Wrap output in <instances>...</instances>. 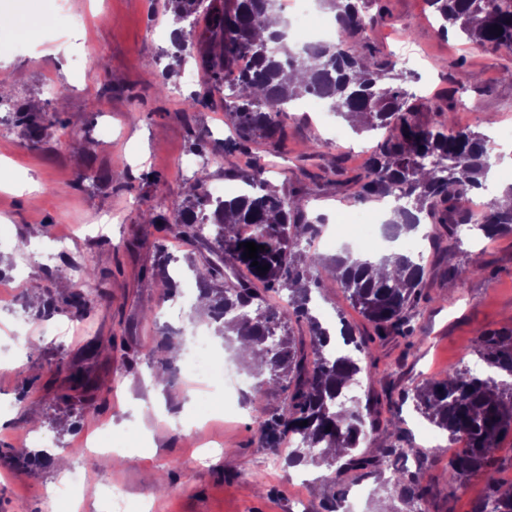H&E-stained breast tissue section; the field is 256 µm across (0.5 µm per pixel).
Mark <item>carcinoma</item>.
Returning a JSON list of instances; mask_svg holds the SVG:
<instances>
[{"label":"carcinoma","mask_w":512,"mask_h":512,"mask_svg":"<svg viewBox=\"0 0 512 512\" xmlns=\"http://www.w3.org/2000/svg\"><path fill=\"white\" fill-rule=\"evenodd\" d=\"M178 20L190 30L201 28L190 44H175L176 62L193 57L203 70L205 95L224 94V111L233 117L235 134L227 146L249 154L257 138L275 146L285 137L288 107L305 96L321 95L329 110L345 121L362 120L360 128L380 130L382 135L363 173L347 179L359 202L393 197L405 201L384 224L385 236L396 240L418 230L426 222L435 228L431 236L439 253H448L457 243V225L474 224L485 235L512 233V187L508 203L491 200L479 213L466 209L468 200L485 188L491 169L489 138L470 128L456 127L452 112L436 108L438 121L418 119L413 96L393 86L394 64L378 58L360 36L367 26L362 0H328L335 12L339 37L334 42L307 44L294 52L283 32L268 39L257 38L274 13L272 0H166ZM442 35L456 36L486 51H512V0H427ZM502 28L498 32L494 27ZM236 73L225 83V74ZM58 121L43 114H26L19 120L22 134L33 135ZM207 169H202L183 199L167 216L149 215L151 223L164 230L210 243L211 258L204 269L193 268L202 295L209 298L210 318L220 324L229 350L237 358L246 353L264 358L269 382L284 394L282 405L255 418L259 439L268 448L288 441L291 449L285 464L326 466L333 478L354 473L369 477L393 467L387 478L399 500L406 505L423 501L427 488L422 468L410 469L405 455V432L397 425L380 427L375 418L378 400L347 399L363 368L353 352L369 355L374 338L412 336L414 316L420 314L425 267L412 255L398 253L384 258L395 263L403 280L391 281L373 274L368 259L351 252L326 260L302 248L319 232L318 225L298 200L281 193L268 179L256 182L251 172L246 184L253 191L224 200H212L203 191ZM246 242L264 246L257 253L259 271L245 257ZM229 260L246 268L252 278L276 293L290 290L292 312L265 305L256 289L245 282L211 287L213 277ZM349 293L352 303L368 322L365 337L339 319L346 352L325 355L330 335L311 314L312 289L320 287L322 272ZM485 272L475 260L450 265L444 274L466 281ZM43 301V311L84 315L88 293L75 291L62 298ZM260 310L251 316L249 308ZM306 322L309 341L288 330V315ZM473 353L483 366L480 373L469 369L450 371L404 395L413 411L452 440L465 435L464 448L448 461V483L457 484L475 473H489L496 464L495 451L512 434V327L486 330L474 339ZM93 388L81 373L69 375V386H56L50 379L43 389L67 403L73 391ZM307 425H301V422ZM380 441L378 452L368 456L359 448L370 438ZM471 512H512V486L504 492L490 480L485 496Z\"/></svg>","instance_id":"obj_1"}]
</instances>
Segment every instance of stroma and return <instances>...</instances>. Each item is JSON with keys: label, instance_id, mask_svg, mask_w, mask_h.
Here are the masks:
<instances>
[{"label": "stroma", "instance_id": "stroma-1", "mask_svg": "<svg viewBox=\"0 0 512 512\" xmlns=\"http://www.w3.org/2000/svg\"><path fill=\"white\" fill-rule=\"evenodd\" d=\"M91 13L89 34L72 30L69 14ZM364 38L378 56L392 57L398 45L410 48L404 87L419 90L428 105L422 121L434 119V107L451 108L460 127L490 137L497 163L492 185L512 184V81L500 66L512 60L442 36L425 0H369ZM164 0H0V227L12 239L0 247V278L17 279L0 292V512H70V501L45 505L47 487L64 481L73 467L87 473L80 512H112L106 488L124 496L129 512H295L298 493L285 472L271 468L279 448L262 447L254 419L282 404L281 391L263 387L245 402L216 393L194 391L184 360L174 361L169 386L153 380L163 330H196L211 335L204 314L194 313L184 294H197L189 262L204 263L205 242L176 236L146 223V211L168 212L193 183L194 173L180 164L194 155L193 135L204 132L205 153L212 160L208 177L238 187L254 157H261L268 179L281 193L300 199L308 216L325 219L312 240L316 252L332 256L339 236L337 212H373L339 184L361 173L380 138L354 133L333 113L314 117L304 106L290 109L286 137L277 148L257 144L254 155L226 151L232 119L220 97L184 113L188 95L202 84H185L182 73H169L172 47ZM55 114L59 125L37 141L23 138L16 125L19 109ZM85 137L90 148L74 153L70 134ZM324 143L313 153L314 140ZM160 179L165 190H155ZM68 239L67 251L54 263L40 256L57 237ZM25 238L17 252L13 242ZM163 243L176 296H168L161 277L152 275L154 246ZM427 292L441 302L422 305L413 324L420 345L389 336L375 340L362 358L360 398L378 397L380 421L398 422L422 454L423 482L429 492L426 512H470L485 494L487 477L478 474L449 484L445 470L448 437L428 438L425 421L404 403L402 395L425 379L446 376L453 368L480 370L473 341L489 329L512 327V234L485 238L471 229L467 241L439 257L430 240L422 242ZM482 261L488 272L465 282L443 275L445 264ZM100 272L90 284L94 297L88 314L59 312L46 317L39 306L47 296L67 293L80 281V267ZM70 279H58V270ZM315 303L331 320H346L356 335L369 330L347 293L330 276H322ZM107 388L84 393L82 401H56L43 388L51 377L65 379L74 370ZM101 404L88 411L86 401ZM157 402L162 411L140 423L130 407ZM41 418L40 435L57 443L49 460L21 468L9 453L25 448L30 414ZM112 428L114 446L126 463L104 469L77 450L83 437L100 424ZM165 477L168 489L158 493L145 473Z\"/></svg>", "mask_w": 512, "mask_h": 512}]
</instances>
